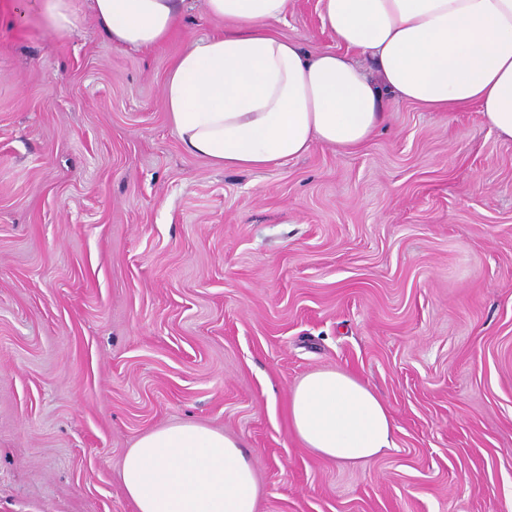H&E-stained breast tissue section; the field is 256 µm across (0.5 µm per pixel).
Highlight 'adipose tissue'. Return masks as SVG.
Listing matches in <instances>:
<instances>
[{
	"label": "adipose tissue",
	"mask_w": 512,
	"mask_h": 512,
	"mask_svg": "<svg viewBox=\"0 0 512 512\" xmlns=\"http://www.w3.org/2000/svg\"><path fill=\"white\" fill-rule=\"evenodd\" d=\"M292 0H205L224 32L189 41L163 94L185 148L224 169L260 170L314 144L359 150L385 121L383 92L435 112L478 106L512 140V0H320L343 52L303 51L278 31ZM185 0H93L118 46L152 48L179 28ZM45 27L72 33L75 0H37ZM300 443L366 463L394 445V422L354 374L305 375L288 400ZM136 512H256L259 485L240 440L194 422L142 435L121 466Z\"/></svg>",
	"instance_id": "obj_1"
}]
</instances>
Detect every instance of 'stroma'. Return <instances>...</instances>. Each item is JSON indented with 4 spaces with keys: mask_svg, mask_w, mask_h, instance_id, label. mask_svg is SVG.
Masks as SVG:
<instances>
[{
    "mask_svg": "<svg viewBox=\"0 0 512 512\" xmlns=\"http://www.w3.org/2000/svg\"><path fill=\"white\" fill-rule=\"evenodd\" d=\"M46 30L0 0V512H135L122 459L194 421L238 437L257 512H512V141L477 108L388 106L359 151L224 170L163 85L224 31L187 0L163 45ZM280 32L339 50L319 0ZM347 370L393 448L336 463L288 429Z\"/></svg>",
    "mask_w": 512,
    "mask_h": 512,
    "instance_id": "stroma-1",
    "label": "stroma"
}]
</instances>
